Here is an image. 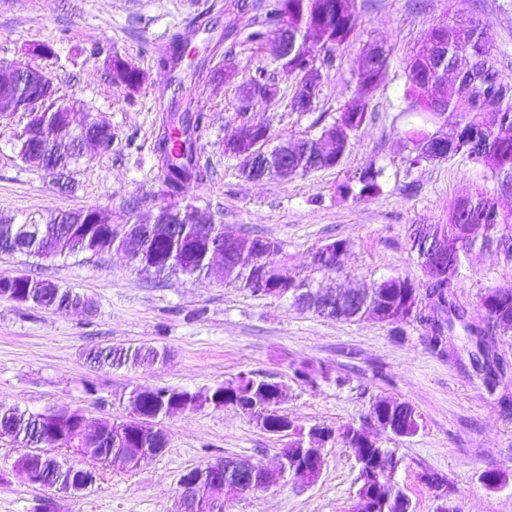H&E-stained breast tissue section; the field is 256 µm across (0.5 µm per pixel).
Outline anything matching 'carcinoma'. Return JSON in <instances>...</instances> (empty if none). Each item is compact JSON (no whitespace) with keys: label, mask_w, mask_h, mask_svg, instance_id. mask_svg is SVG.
Segmentation results:
<instances>
[{"label":"carcinoma","mask_w":512,"mask_h":512,"mask_svg":"<svg viewBox=\"0 0 512 512\" xmlns=\"http://www.w3.org/2000/svg\"><path fill=\"white\" fill-rule=\"evenodd\" d=\"M264 18L260 29L250 37L260 41L272 28L280 36L281 18L288 17L294 39V51L303 55L310 50L307 41L319 42L325 38L335 43V49L322 62L330 60L334 50L350 45L360 27V13L355 0H265ZM429 36L414 47L405 60L406 96L413 106L422 104L430 96L441 102L438 112L417 113L420 124H410L405 138L411 145L409 165H419L429 160L427 141L429 127L441 122L453 126L448 144L442 149L443 158L459 157L466 163L487 169L497 180L500 190H512V85L505 82L499 73L494 58V47L489 37L471 22L467 31L445 25L442 27V42L448 45L443 58L434 59ZM186 41L175 37L170 45L159 51L156 64L163 69L175 66ZM113 79L129 90L138 88L145 74L126 59L115 54L110 60ZM381 79L372 81L360 90L359 96L348 104L336 118V127H347V134H355L368 119L369 94L375 90ZM247 92L267 103L280 99L281 89L275 77L261 68L246 82ZM16 106L14 111L39 113L40 128L35 136L27 139L29 128L14 133L18 156L24 157L23 149L34 148L54 156L47 170L55 174L56 180L66 178L70 167L78 162L77 146H88L93 154L112 147V132L90 128L83 133L72 135L65 131L71 122L75 103L60 102L56 98H41V93L31 87H15ZM205 130L202 112H169L163 116L158 136L153 145L156 157L157 175L163 188V197L172 212L170 223L159 224L147 231L142 224H127V231L109 229L106 224H89L83 209L64 211L44 223L24 220L15 223L0 221V254L23 255L41 259L69 258L80 254L98 255L108 249L131 251L130 259L137 268L157 278L183 274L200 276L209 269L207 254L216 245L223 251L224 282L247 289L258 295L271 290L284 289L288 285V272L278 260L280 244L267 241L261 236L224 233V224L209 225V234H199L198 225L192 223L195 216L185 199L190 189L207 182L213 176L211 167L200 162L198 142ZM288 159L290 173L306 175L312 171L332 168L330 160L319 157L318 140L307 139L288 146V152L281 153L278 147L260 161V168L267 176H274L275 169ZM381 170L367 169L358 174L359 190L346 183L339 186V193L353 195L355 199L368 200L380 192ZM512 223V215L500 210L498 198L482 190L459 200L446 224H424L413 229L410 235L412 249L417 254L421 267H426V254L419 248L418 236L438 234L456 237L467 224H481L485 230L494 233L502 224ZM462 258L448 255V275L431 281L425 288L427 304L444 309L453 295L457 271ZM297 287L310 294L306 310L319 317L343 322L377 319L387 325L405 323L403 318H390L387 310L396 307L406 312L417 304L419 285L408 277H391L365 291L349 290L353 299L336 309L324 301L334 292L324 293L300 281ZM21 293L24 304L44 309H65L80 307L91 314L97 312L93 300L71 288H63L49 280L21 273L0 277V299L12 300L15 293ZM494 303L502 307L501 313L512 318V284L495 285L481 293L479 304ZM91 361L101 367L119 368L137 366L145 362L162 361L166 351L152 346H98L89 351ZM276 382L258 379L249 373H242L230 382L217 384L207 391L190 392L178 388L138 389L144 414L151 417V423L203 405L221 409L234 404H245L256 395L270 397L274 394ZM371 412L379 415L391 426L393 435L408 437L415 435L420 427V416L406 402L394 399H380L371 406ZM255 417L263 429L279 434L284 418L271 407V402L261 400ZM11 438L32 452L18 458L20 463H29L41 470L47 483L67 486L76 474L56 459L59 448H87L89 456L104 466L112 460L123 461L131 470L140 465L136 455L138 448H162V434L150 427L133 425L122 431L109 426L100 429L94 440L89 441L76 424H63L57 437L48 434L47 422L39 413H29L16 406L0 404V436ZM358 476L366 477L376 468H384L383 484L369 486L360 483L359 489L372 496L377 512H394L396 505L385 500L396 494L397 483L394 474L399 463L390 448L368 447L356 458Z\"/></svg>","instance_id":"cac0c4a2"}]
</instances>
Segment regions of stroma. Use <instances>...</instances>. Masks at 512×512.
I'll return each instance as SVG.
<instances>
[{
	"label": "stroma",
	"mask_w": 512,
	"mask_h": 512,
	"mask_svg": "<svg viewBox=\"0 0 512 512\" xmlns=\"http://www.w3.org/2000/svg\"><path fill=\"white\" fill-rule=\"evenodd\" d=\"M357 5L361 27L323 68L314 111L295 112L285 96L270 106L244 102L223 76L228 65L242 81L257 68L274 69V40L258 45L249 39L261 0H0V62L49 74L56 98L76 101L74 124L90 114L112 129L111 149L72 166L70 185L62 189L49 172L17 155L13 134L26 125L27 115L16 113L0 125V218L44 220L94 207L120 225L132 200L139 218H147L163 199L150 146L180 90L192 111L206 117L199 150L214 174L187 195L201 219L278 242L289 275L323 290L367 289L392 276L422 280L411 250L412 225L447 223L456 201L478 188L497 194L501 209L512 213V193L498 194L489 172L456 159L409 166L403 130L412 116L404 60L434 25L461 15L487 33L503 78L512 82V0ZM176 34L198 47L206 78L158 68L156 49ZM42 42L54 56L35 52ZM374 47L390 50V63L369 97L370 118L341 162L304 176L246 179L239 159L224 152V135L239 113L266 124L276 144L319 137L353 97L356 73ZM113 53L144 71L139 88L130 91L113 81ZM367 168L381 170L380 193L366 201L340 196L338 186ZM337 239L349 247L336 269H316L313 252ZM22 272L88 295L98 313L0 300L2 402L29 412L68 407L96 427L129 415L137 388L202 392L244 371L283 385L279 409L297 426L367 425L399 458L397 480L415 512H512V328L493 332L494 353L509 370L491 386L473 364L459 325L448 336L447 353L440 354L428 345L425 323L411 321L396 330L372 320H327L288 300L226 285L219 268L198 278L158 281L115 251L55 260L0 255V277ZM508 282L512 253L476 246L462 259L452 301L468 319L481 320L480 294ZM96 344L154 346L169 357L136 369H100L84 358ZM302 363L328 370L329 379L296 381L293 369ZM382 398L410 403L420 416L418 433L396 437L371 426L370 407ZM164 427V454L134 470L112 463L95 487L71 495H50L16 474L21 451L0 438V512H39L48 497L54 512H178L183 470L227 457L272 467L288 442L241 411L207 405L165 420ZM323 455L316 482L291 479L230 497L224 512H351L359 487L354 452L338 442ZM426 471L444 476L452 494L438 498L420 479ZM488 471L501 475L499 485L483 481Z\"/></svg>",
	"instance_id": "1"
}]
</instances>
